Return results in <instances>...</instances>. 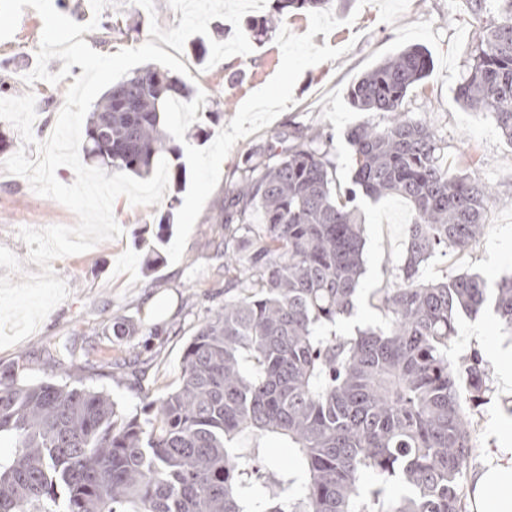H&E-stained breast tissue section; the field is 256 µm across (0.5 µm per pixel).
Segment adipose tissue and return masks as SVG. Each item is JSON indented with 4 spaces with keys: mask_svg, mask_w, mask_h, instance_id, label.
Here are the masks:
<instances>
[{
    "mask_svg": "<svg viewBox=\"0 0 512 512\" xmlns=\"http://www.w3.org/2000/svg\"><path fill=\"white\" fill-rule=\"evenodd\" d=\"M496 421L505 445L495 449L492 462L472 476L469 497L474 512H512V419L500 414ZM493 487L501 489V496L487 497Z\"/></svg>",
    "mask_w": 512,
    "mask_h": 512,
    "instance_id": "adipose-tissue-1",
    "label": "adipose tissue"
}]
</instances>
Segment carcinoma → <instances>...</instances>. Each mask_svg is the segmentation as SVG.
<instances>
[{
    "label": "carcinoma",
    "instance_id": "1",
    "mask_svg": "<svg viewBox=\"0 0 512 512\" xmlns=\"http://www.w3.org/2000/svg\"><path fill=\"white\" fill-rule=\"evenodd\" d=\"M329 2L274 0L247 27L260 42L283 14ZM469 3L478 42L457 97L512 143V0ZM431 66L408 47L351 85V106L384 118L348 133L352 189H337L332 138L319 129L246 153L213 216L224 225V304L189 340L178 387L147 404L153 417L119 412L103 390L0 379V437L17 442L0 460V512H468L474 445L460 391L481 397L487 372L476 355L448 361V341L457 316L489 300L512 334V276L492 288L468 272L420 279L437 253L483 234L493 198L405 111ZM191 95L154 65L132 71L89 112L84 160L143 178L162 155L179 159L163 101ZM359 192L400 196L413 219L401 286L370 295L385 327L342 335L364 271ZM246 433L288 439L297 468L266 483L260 447H235ZM391 481L405 488L397 500L384 497Z\"/></svg>",
    "mask_w": 512,
    "mask_h": 512
}]
</instances>
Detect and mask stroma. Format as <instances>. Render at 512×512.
I'll use <instances>...</instances> for the list:
<instances>
[{
	"instance_id": "stroma-1",
	"label": "stroma",
	"mask_w": 512,
	"mask_h": 512,
	"mask_svg": "<svg viewBox=\"0 0 512 512\" xmlns=\"http://www.w3.org/2000/svg\"><path fill=\"white\" fill-rule=\"evenodd\" d=\"M270 0H115L105 15L131 25L126 35H113L109 43L92 42L95 51L114 54L153 41L159 47L175 43V56L191 75L193 90L203 91L206 105L221 109L219 128L230 121L248 96L262 88L277 72L282 53L276 33L255 43L246 31L249 18L266 14ZM330 10L340 26L330 34H316V46L343 48L339 58L306 69L294 88V105L267 127L238 140L221 165V179L207 199L187 240L183 256L171 263L166 243L142 237L154 228L163 205L131 204L118 197L114 217L120 237L101 242L87 252L59 258L52 268L69 289L35 332L23 341L0 349V378L23 382L59 381L111 394L127 413L143 410L148 398L175 389L180 382L185 347L211 308L224 300V227L212 217L240 175L245 153L279 133L325 127L333 135L337 177L348 184L352 176L349 131L365 122H380L379 114L360 112L348 102L350 85L385 57L421 46L431 54L433 71L421 87L409 94L410 116L427 121L441 138L444 160L452 169L492 188L483 235L465 253L436 254L420 272L439 280L461 272L475 273L488 284L512 274V143L505 140L488 113L475 112L456 99V89L467 69L478 31L466 0H409L395 23H384L370 0H331ZM223 23V36L214 26ZM43 30L41 16L25 7L11 39L0 41V80L11 84L13 95L32 93L49 103L48 111L33 124L35 141L23 145L17 130L0 120V162L18 150L34 157L43 129L55 125V105L63 100L69 79L51 84L26 83L36 64ZM205 57H197V46ZM356 204L364 224V273L360 293L350 316L338 325L349 334L355 328L381 326L383 313L369 302L376 289L399 287L398 264L407 243L412 208L403 198L377 200L358 196ZM76 215L62 204L37 195L20 176L0 171V245L22 261L23 271L11 275L20 283L23 273L39 272L29 262L28 248L18 231L23 227L73 226ZM132 320L135 331L122 341L112 337V319ZM512 350V335L503 332L499 318L486 311L477 318L460 316L457 334L448 344V359L457 363L478 353L488 372L487 389L480 399L462 392L461 401L475 437L477 463H484L498 448L495 411L512 410V388L504 387L491 353ZM145 370L143 391L133 387L132 370Z\"/></svg>"
}]
</instances>
